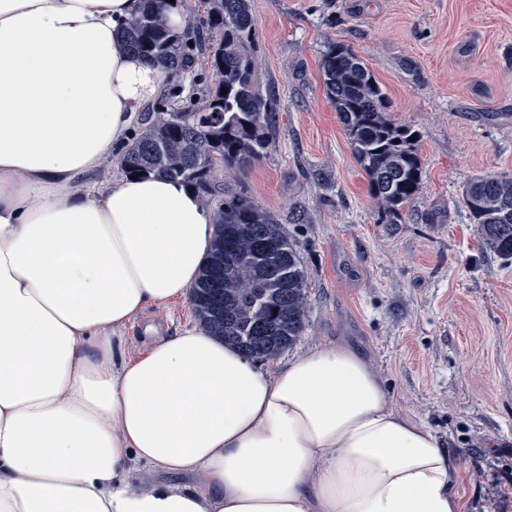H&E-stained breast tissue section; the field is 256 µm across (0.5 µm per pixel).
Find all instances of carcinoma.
I'll return each mask as SVG.
<instances>
[{
  "label": "carcinoma",
  "instance_id": "1",
  "mask_svg": "<svg viewBox=\"0 0 512 512\" xmlns=\"http://www.w3.org/2000/svg\"><path fill=\"white\" fill-rule=\"evenodd\" d=\"M200 27L176 31L162 20L163 0H139L123 34L126 48L172 75L207 65L214 81L185 111L144 109L141 132L116 159L126 175L181 179L214 210L209 258L190 294L200 324L255 360L272 359L303 335L308 280L277 220L244 196L223 195L224 168L245 169L269 145L275 107L257 78L250 0H202ZM328 95L364 171L371 197L387 223L419 189L418 134L391 120L388 98L374 74L351 50L331 45L322 57ZM464 202L484 247L512 259V178L468 180Z\"/></svg>",
  "mask_w": 512,
  "mask_h": 512
}]
</instances>
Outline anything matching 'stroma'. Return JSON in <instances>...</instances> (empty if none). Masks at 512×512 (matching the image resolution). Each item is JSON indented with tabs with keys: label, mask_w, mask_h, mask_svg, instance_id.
<instances>
[{
	"label": "stroma",
	"mask_w": 512,
	"mask_h": 512,
	"mask_svg": "<svg viewBox=\"0 0 512 512\" xmlns=\"http://www.w3.org/2000/svg\"><path fill=\"white\" fill-rule=\"evenodd\" d=\"M261 85L276 99L263 157L225 168L284 228L308 278L306 329L287 357L345 344L391 406L454 455L462 512H512V263L487 252L462 202L477 175L512 177V0H251ZM357 54L389 114L419 134V191L382 221L327 94L330 44ZM213 79L196 66L164 92L184 110ZM189 298L151 306L124 332L134 358L155 324H196Z\"/></svg>",
	"instance_id": "stroma-1"
}]
</instances>
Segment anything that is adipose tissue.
Listing matches in <instances>:
<instances>
[{
  "label": "adipose tissue",
  "mask_w": 512,
  "mask_h": 512,
  "mask_svg": "<svg viewBox=\"0 0 512 512\" xmlns=\"http://www.w3.org/2000/svg\"><path fill=\"white\" fill-rule=\"evenodd\" d=\"M137 8L0 0V512H461L454 457L350 346L264 371L150 325L119 361L214 234L180 180L93 181L168 82L122 45Z\"/></svg>",
  "instance_id": "1"
}]
</instances>
